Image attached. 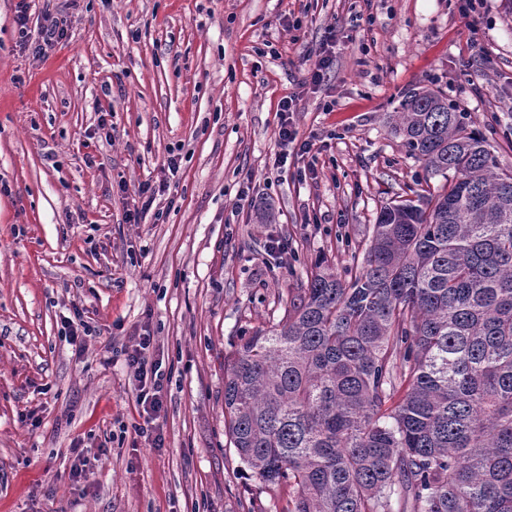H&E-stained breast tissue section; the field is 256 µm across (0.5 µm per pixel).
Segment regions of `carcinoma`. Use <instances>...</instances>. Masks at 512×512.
Returning a JSON list of instances; mask_svg holds the SVG:
<instances>
[{"label":"carcinoma","instance_id":"obj_1","mask_svg":"<svg viewBox=\"0 0 512 512\" xmlns=\"http://www.w3.org/2000/svg\"><path fill=\"white\" fill-rule=\"evenodd\" d=\"M393 128L435 193L377 211L224 361V423L287 512H512V168L440 92Z\"/></svg>","mask_w":512,"mask_h":512}]
</instances>
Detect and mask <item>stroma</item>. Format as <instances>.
I'll use <instances>...</instances> for the list:
<instances>
[{
	"label": "stroma",
	"mask_w": 512,
	"mask_h": 512,
	"mask_svg": "<svg viewBox=\"0 0 512 512\" xmlns=\"http://www.w3.org/2000/svg\"><path fill=\"white\" fill-rule=\"evenodd\" d=\"M17 3L0 0V512H283L287 489L224 432V359L318 262L354 272L381 205L443 185L391 130L402 93H447L512 165V0H486L474 30L455 0H31L68 20L43 58L18 44ZM331 33L332 68L304 85ZM295 91L313 149L277 168ZM245 172L272 223L238 206ZM145 182L154 209L129 223ZM272 236L290 247L279 268L262 260ZM75 305L80 354L62 323ZM145 329L159 448L135 433L126 364ZM78 448L93 482L71 478ZM299 95L284 96L278 104L279 120L276 126L275 138L281 148L276 154L274 166L285 165L288 159V145L296 140V130L293 125V112H296Z\"/></svg>",
	"instance_id": "stroma-1"
}]
</instances>
